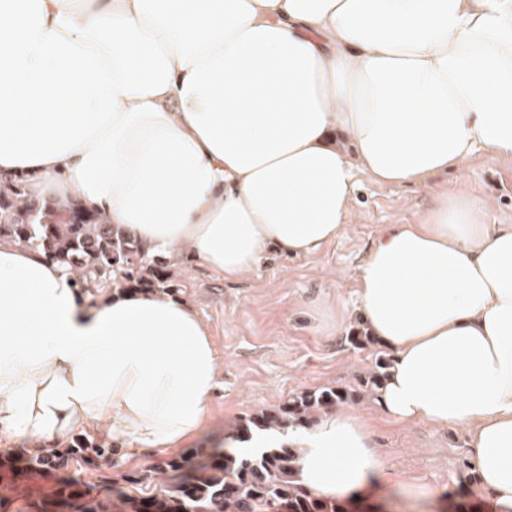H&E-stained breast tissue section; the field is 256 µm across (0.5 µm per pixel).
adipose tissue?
<instances>
[{"mask_svg":"<svg viewBox=\"0 0 512 512\" xmlns=\"http://www.w3.org/2000/svg\"><path fill=\"white\" fill-rule=\"evenodd\" d=\"M479 154L512 160V0H0V178L227 282L336 240L359 177L426 187ZM78 292L0 239V437L103 431L141 462L192 441L220 381L194 306ZM356 294L392 358L381 414L467 430L489 512H512V224L435 189L370 245ZM283 442L321 498L385 475L354 410L224 445Z\"/></svg>","mask_w":512,"mask_h":512,"instance_id":"ef3b65f1","label":"adipose tissue"}]
</instances>
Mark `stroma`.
Returning a JSON list of instances; mask_svg holds the SVG:
<instances>
[{"mask_svg": "<svg viewBox=\"0 0 512 512\" xmlns=\"http://www.w3.org/2000/svg\"><path fill=\"white\" fill-rule=\"evenodd\" d=\"M449 195L473 199L488 224H512V164L476 155L458 173L437 176ZM424 187L379 186L361 178L347 229L315 257L271 253L253 275L228 284L198 273L174 277L171 296L188 300L206 322L223 364L209 420L190 449L220 448L231 423L289 397L322 387L352 388L369 371L378 344L363 348L348 338L360 329L355 294L361 259L383 225L410 224L431 203ZM352 408L373 421L377 453L398 481L383 483L370 504L356 512H484L466 460L460 430H436L418 422L382 418L373 395ZM74 491L93 496L107 478L138 472L126 452L113 450L95 469L74 459L68 465ZM12 488L0 512H28L31 503L58 497L54 477L11 473ZM441 489L445 504L424 499V489Z\"/></svg>", "mask_w": 512, "mask_h": 512, "instance_id": "obj_1", "label": "stroma"}]
</instances>
